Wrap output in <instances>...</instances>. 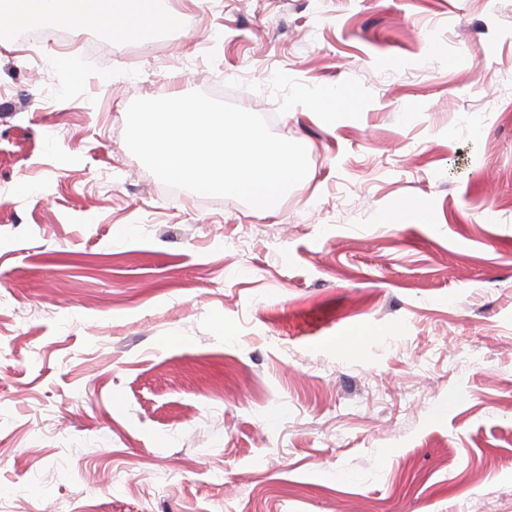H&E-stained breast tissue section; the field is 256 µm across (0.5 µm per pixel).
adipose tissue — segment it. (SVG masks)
I'll use <instances>...</instances> for the list:
<instances>
[{
  "label": "adipose tissue",
  "instance_id": "adipose-tissue-1",
  "mask_svg": "<svg viewBox=\"0 0 512 512\" xmlns=\"http://www.w3.org/2000/svg\"><path fill=\"white\" fill-rule=\"evenodd\" d=\"M75 19L106 25L118 40L180 23L177 12L160 9L159 0H0V28L34 22L54 27Z\"/></svg>",
  "mask_w": 512,
  "mask_h": 512
}]
</instances>
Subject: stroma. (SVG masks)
<instances>
[{
    "label": "stroma",
    "mask_w": 512,
    "mask_h": 512,
    "mask_svg": "<svg viewBox=\"0 0 512 512\" xmlns=\"http://www.w3.org/2000/svg\"><path fill=\"white\" fill-rule=\"evenodd\" d=\"M161 4L0 33V512H512V0ZM192 91L305 179L164 185Z\"/></svg>",
    "instance_id": "35a3bbf8"
}]
</instances>
